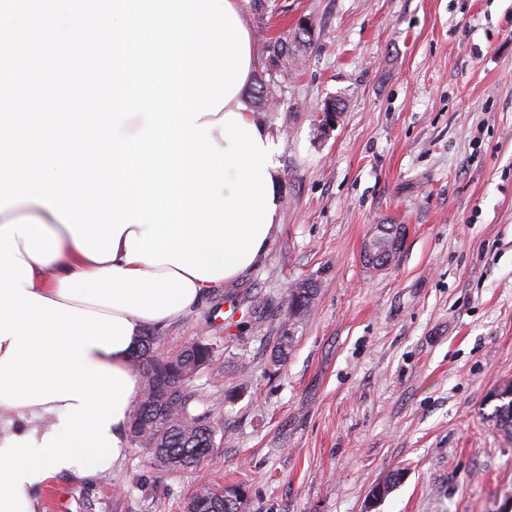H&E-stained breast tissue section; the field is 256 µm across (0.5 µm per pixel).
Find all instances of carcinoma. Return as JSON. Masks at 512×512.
<instances>
[{"label":"carcinoma","mask_w":512,"mask_h":512,"mask_svg":"<svg viewBox=\"0 0 512 512\" xmlns=\"http://www.w3.org/2000/svg\"><path fill=\"white\" fill-rule=\"evenodd\" d=\"M311 37V27L297 23L287 36L266 40L262 53L273 66L283 63L291 71L302 65L296 46ZM395 224H382L371 240L364 259L375 266L382 258L393 259L400 251L394 246ZM318 288L309 280L295 282L288 292V326H293L313 305ZM156 337L147 332L140 337L130 356V365L143 377L142 388L129 421L131 441L139 448H150L148 460L166 472H178L207 462L216 448V426L211 410H197L203 396L193 388V381L203 370L212 377L224 374L223 353L205 340H196L180 351L161 356L155 351ZM293 336L284 333L277 338L272 361L284 363L292 347ZM493 398L501 401L495 407L499 426L512 434V384L500 386ZM248 496L241 484H228L221 490L203 486L184 503V512H247Z\"/></svg>","instance_id":"carcinoma-1"}]
</instances>
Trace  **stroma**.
I'll return each instance as SVG.
<instances>
[{
	"instance_id": "stroma-1",
	"label": "stroma",
	"mask_w": 512,
	"mask_h": 512,
	"mask_svg": "<svg viewBox=\"0 0 512 512\" xmlns=\"http://www.w3.org/2000/svg\"><path fill=\"white\" fill-rule=\"evenodd\" d=\"M242 2L254 54L302 19L313 39L299 71L262 61L252 76L275 82L262 118L281 223L266 256L153 330L161 354L197 338L223 351V378L196 380L218 448L168 473L127 445L111 472L33 489L37 512H182L197 487L232 481L248 512H512V434L492 397L512 382V0ZM332 97L344 109L322 138ZM379 224L405 235L377 271L363 252ZM302 279L317 299L275 365Z\"/></svg>"
}]
</instances>
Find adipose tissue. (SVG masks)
I'll list each match as a JSON object with an SVG mask.
<instances>
[{
  "label": "adipose tissue",
  "mask_w": 512,
  "mask_h": 512,
  "mask_svg": "<svg viewBox=\"0 0 512 512\" xmlns=\"http://www.w3.org/2000/svg\"><path fill=\"white\" fill-rule=\"evenodd\" d=\"M98 262L49 207L0 210V512H36L31 489L110 470L127 441L142 330L217 288L170 264Z\"/></svg>",
  "instance_id": "adipose-tissue-1"
}]
</instances>
